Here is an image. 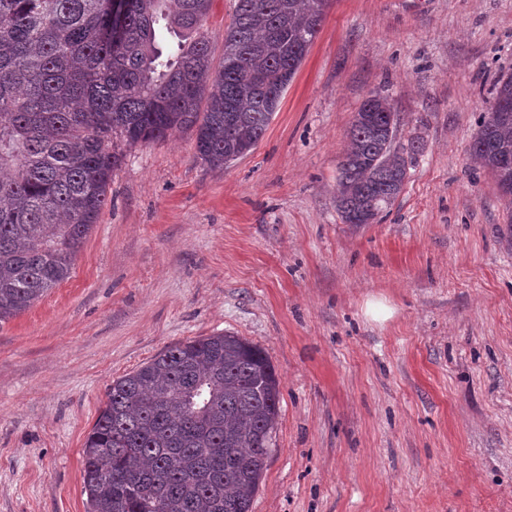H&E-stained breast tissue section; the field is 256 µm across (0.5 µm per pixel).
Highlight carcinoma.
Masks as SVG:
<instances>
[{
    "instance_id": "cac0c4a2",
    "label": "carcinoma",
    "mask_w": 512,
    "mask_h": 512,
    "mask_svg": "<svg viewBox=\"0 0 512 512\" xmlns=\"http://www.w3.org/2000/svg\"><path fill=\"white\" fill-rule=\"evenodd\" d=\"M213 0H0V324L70 277L125 149L194 136L222 168L263 138L331 0H234L224 57ZM512 74L470 154L512 200ZM382 94L354 113L336 210L345 224L401 193L421 146L388 141ZM280 414L265 352L230 333L179 342L112 382L83 448L90 512H251ZM234 0H213L212 8L205 24L207 36L214 50L215 64L224 53V28L230 23Z\"/></svg>"
}]
</instances>
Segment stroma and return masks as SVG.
<instances>
[{
	"label": "stroma",
	"mask_w": 512,
	"mask_h": 512,
	"mask_svg": "<svg viewBox=\"0 0 512 512\" xmlns=\"http://www.w3.org/2000/svg\"><path fill=\"white\" fill-rule=\"evenodd\" d=\"M502 73L512 0H332L249 154L128 149L70 279L0 324V512H88L112 381L218 333L280 380L251 512H512V229L469 153ZM372 91L423 150L356 226L336 184Z\"/></svg>",
	"instance_id": "1"
}]
</instances>
